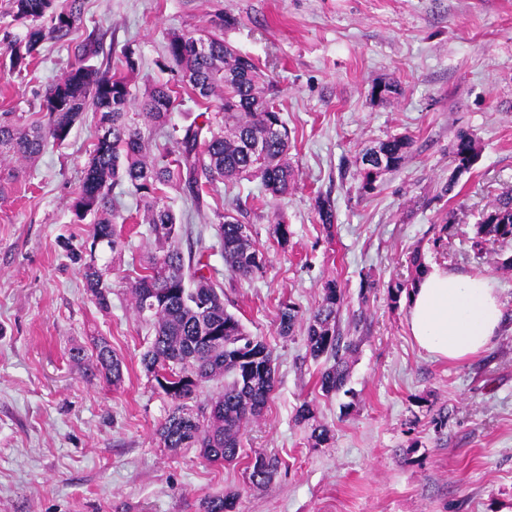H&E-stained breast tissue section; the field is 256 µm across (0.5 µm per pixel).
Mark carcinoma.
I'll list each match as a JSON object with an SVG mask.
<instances>
[{
	"instance_id": "1",
	"label": "carcinoma",
	"mask_w": 512,
	"mask_h": 512,
	"mask_svg": "<svg viewBox=\"0 0 512 512\" xmlns=\"http://www.w3.org/2000/svg\"><path fill=\"white\" fill-rule=\"evenodd\" d=\"M84 0H12V21L25 28L24 36L5 33L9 70L22 72L39 53L43 42L68 40L80 24ZM166 61L175 65L183 84L211 103L213 110L201 112L202 122L171 123L177 96L168 84L145 86L139 97L131 92L138 74L136 51L124 49L127 74L116 76L110 68L87 64L96 54L87 43L77 62L45 90L39 104L41 117L23 126L6 112L0 116V158L18 162L41 154L50 143L61 145L87 111L98 118L101 134L86 163L80 190L72 204L73 223L91 219V246L118 245L112 213V188L126 181L139 194L144 218L154 238L156 252L144 273L130 286L138 316L154 325L150 348L141 364L157 384L167 383L175 401L157 429L163 447L170 450L197 447L211 463L237 461L247 428L261 419L275 383V368L266 344L247 334L240 320L224 308V298L204 261L208 247L197 240V248L183 249L173 209L164 201L174 190L198 212L207 185L243 177L261 180L272 196L288 193L295 174L290 163V138L286 124L273 99L264 91L265 79L257 64L224 42L216 32L205 38L192 32L168 34ZM137 112H131V107ZM144 117L160 130L164 144H154L145 136L135 117ZM261 144L256 151L253 145ZM410 148L403 137H390L367 150L358 170L359 190L368 193L386 171L401 166ZM459 172L469 170L478 152L475 141L459 135L448 152ZM319 221L334 223L329 200H316ZM224 266L237 276L252 277L265 269V253L256 247L247 214L215 213ZM512 241V190L503 193L483 210L476 225L474 246L486 251L498 243ZM413 274L389 286L388 296L397 302L426 270L421 254L409 258ZM106 272L84 264L86 288L96 304L106 309L110 288ZM344 301L338 283L325 284L321 300L306 320L305 334L312 359L333 363L320 372L318 384L325 395L338 392L347 378L346 354L353 343L342 342L337 318ZM298 312L285 302L280 307L279 328L284 336L293 333ZM92 367L102 369L118 383L123 363L105 343L95 348ZM219 376L230 378L224 392L195 405L202 385ZM278 468L272 456L258 455L247 466L252 485L268 484ZM202 512H229L233 502L217 494L205 498Z\"/></svg>"
}]
</instances>
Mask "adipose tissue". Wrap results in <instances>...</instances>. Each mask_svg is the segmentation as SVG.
I'll use <instances>...</instances> for the list:
<instances>
[{"instance_id":"adipose-tissue-1","label":"adipose tissue","mask_w":512,"mask_h":512,"mask_svg":"<svg viewBox=\"0 0 512 512\" xmlns=\"http://www.w3.org/2000/svg\"><path fill=\"white\" fill-rule=\"evenodd\" d=\"M407 321L426 353L468 359L489 345L502 321L496 281L430 267L410 293Z\"/></svg>"}]
</instances>
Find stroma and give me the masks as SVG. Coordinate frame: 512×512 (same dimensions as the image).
Returning a JSON list of instances; mask_svg holds the SVG:
<instances>
[{"instance_id":"stroma-1","label":"stroma","mask_w":512,"mask_h":512,"mask_svg":"<svg viewBox=\"0 0 512 512\" xmlns=\"http://www.w3.org/2000/svg\"><path fill=\"white\" fill-rule=\"evenodd\" d=\"M234 18L226 43L254 58L272 81L290 132L295 185L273 198L259 181L211 187L192 232L216 243L215 211L249 212L267 257L245 279L210 264L226 310L272 352L275 389L244 439L243 458L218 466L199 449L163 448L156 429L173 407L141 364L153 332L135 313L129 283L154 252L131 188L117 186V249L91 255L112 293L100 308L68 248L84 249L88 225L73 223L81 170L98 136L86 114L68 140L33 164L0 168V512H201L207 496H235L234 512H512V270L499 266L512 243L472 248L481 212L512 190V0H85L66 43L44 42L22 74L0 65V113L39 119L48 85L94 41L89 62L125 72L122 52L141 60L136 88L170 85L181 125L203 112L174 68L159 69L173 30ZM400 92L370 95L373 84ZM476 141L474 167L454 175L448 147ZM392 136L411 142L399 169L360 193L365 149ZM335 221L320 223L317 197ZM288 243L271 235L277 218ZM452 221L448 250L433 241ZM467 275L494 276L504 314L490 346L463 362L434 358L414 342L406 301L388 287L408 277V258ZM344 293L337 320L353 342L343 393L317 385L302 325L326 281ZM291 301L301 322L279 333ZM107 343L123 362L112 383L90 373L86 354ZM310 402L331 439L314 445L296 410ZM445 423H438V416ZM278 458L263 487L248 459Z\"/></svg>"}]
</instances>
